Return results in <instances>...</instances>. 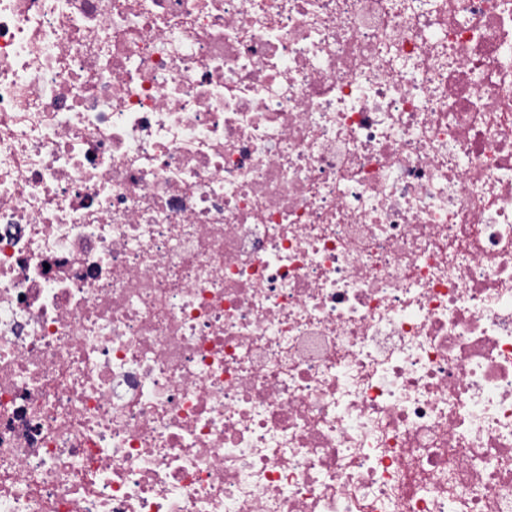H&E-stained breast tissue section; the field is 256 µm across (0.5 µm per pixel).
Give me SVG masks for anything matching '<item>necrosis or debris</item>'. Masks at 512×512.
Instances as JSON below:
<instances>
[{
    "instance_id": "4bbe7bcc",
    "label": "necrosis or debris",
    "mask_w": 512,
    "mask_h": 512,
    "mask_svg": "<svg viewBox=\"0 0 512 512\" xmlns=\"http://www.w3.org/2000/svg\"><path fill=\"white\" fill-rule=\"evenodd\" d=\"M0 512H512V0H0Z\"/></svg>"
}]
</instances>
